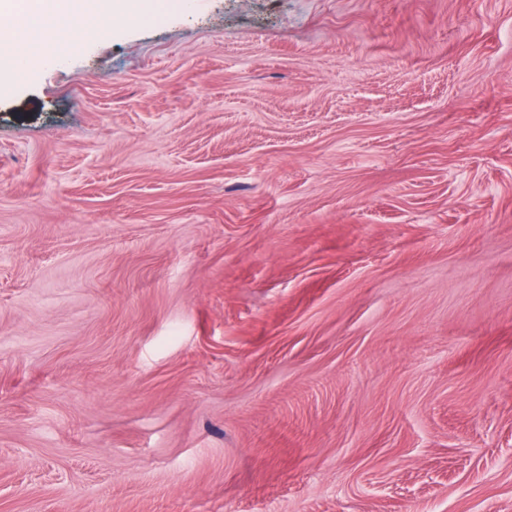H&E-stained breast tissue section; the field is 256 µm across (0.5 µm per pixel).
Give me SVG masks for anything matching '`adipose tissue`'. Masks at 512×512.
Masks as SVG:
<instances>
[{"label": "adipose tissue", "mask_w": 512, "mask_h": 512, "mask_svg": "<svg viewBox=\"0 0 512 512\" xmlns=\"http://www.w3.org/2000/svg\"><path fill=\"white\" fill-rule=\"evenodd\" d=\"M154 7L153 0H0V17L6 21L0 27V91L15 84L20 70L30 69L24 44L50 39L59 22L86 16L138 17L151 13ZM22 8L29 17L27 26L8 25V18Z\"/></svg>", "instance_id": "1"}]
</instances>
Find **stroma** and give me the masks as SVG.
Segmentation results:
<instances>
[{"label": "stroma", "instance_id": "1", "mask_svg": "<svg viewBox=\"0 0 512 512\" xmlns=\"http://www.w3.org/2000/svg\"><path fill=\"white\" fill-rule=\"evenodd\" d=\"M0 98V512H512V0H162Z\"/></svg>", "mask_w": 512, "mask_h": 512}]
</instances>
